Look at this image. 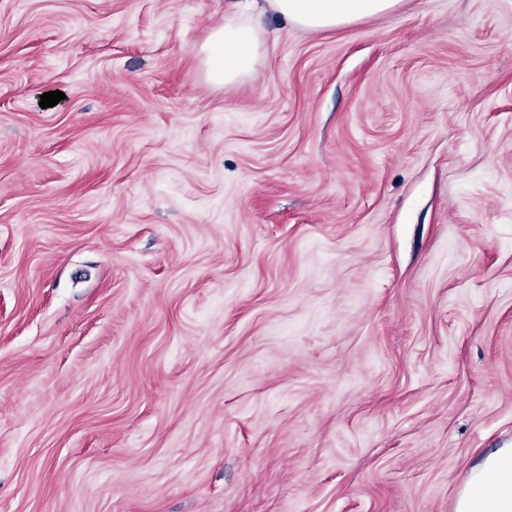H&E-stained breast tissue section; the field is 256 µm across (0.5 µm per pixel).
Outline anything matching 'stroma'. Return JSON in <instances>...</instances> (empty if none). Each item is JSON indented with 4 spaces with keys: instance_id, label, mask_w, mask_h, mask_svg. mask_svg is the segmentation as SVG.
Segmentation results:
<instances>
[{
    "instance_id": "stroma-1",
    "label": "stroma",
    "mask_w": 512,
    "mask_h": 512,
    "mask_svg": "<svg viewBox=\"0 0 512 512\" xmlns=\"http://www.w3.org/2000/svg\"><path fill=\"white\" fill-rule=\"evenodd\" d=\"M236 3L0 0V512H454L512 446V0L217 87Z\"/></svg>"
}]
</instances>
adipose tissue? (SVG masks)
<instances>
[{
    "label": "adipose tissue",
    "mask_w": 512,
    "mask_h": 512,
    "mask_svg": "<svg viewBox=\"0 0 512 512\" xmlns=\"http://www.w3.org/2000/svg\"><path fill=\"white\" fill-rule=\"evenodd\" d=\"M401 0H264L260 13L225 19L202 47L209 79L235 84L252 77L264 55L262 17L270 13L308 31H325L394 10ZM455 512H512V448H499L469 471Z\"/></svg>",
    "instance_id": "ef3b65f1"
}]
</instances>
